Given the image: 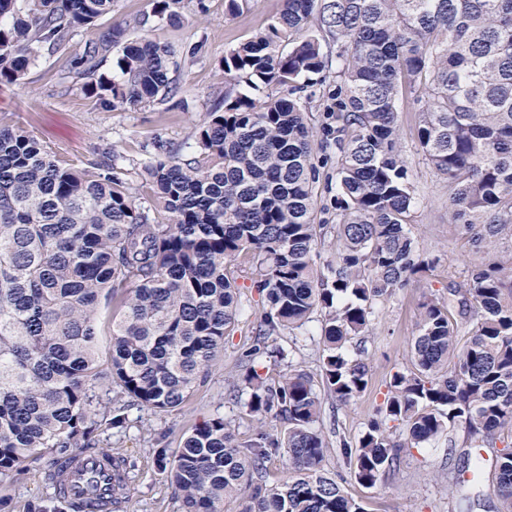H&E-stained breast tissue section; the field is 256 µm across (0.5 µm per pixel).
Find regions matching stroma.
Returning <instances> with one entry per match:
<instances>
[{"instance_id": "stroma-1", "label": "stroma", "mask_w": 512, "mask_h": 512, "mask_svg": "<svg viewBox=\"0 0 512 512\" xmlns=\"http://www.w3.org/2000/svg\"><path fill=\"white\" fill-rule=\"evenodd\" d=\"M152 0H117L112 13L120 22L133 15L147 17L144 31L166 45L180 68L173 78L178 92L164 103L148 104L130 112H109L87 98L80 83L62 87L58 72L64 54L43 56L26 79L0 84V123L20 125L60 150L67 158L86 160L107 149L120 152L128 172L139 171L142 162L155 153L156 141L179 145L191 137L208 112L217 91L224 87L221 62L237 43L264 31L281 9V0H248L242 14L224 12V0H182L183 23L172 27L152 16ZM336 69L328 67L322 82L314 86L309 114L316 131L314 184L317 199L315 221H336V150L330 144L329 115L341 105L336 92ZM416 114L410 101H403L399 114L400 137L415 187L416 208L412 235L422 256L437 258L428 276L397 289L375 307L364 347L371 371L367 390L347 405L323 404V424L331 443L355 442L367 421L382 403L391 374L407 365L417 335L419 304L429 292L444 294L450 281L462 280L479 254L461 237L457 225L448 221V192L441 177L424 161L415 145ZM245 258L227 267L240 286L242 315L220 351L207 384L187 404L171 413L131 408L126 432L105 431L101 446L125 461L127 498L119 512H180L179 502L159 471L155 451L175 449L182 437L203 419L221 415L231 422L240 438L253 429L243 404L228 397L243 345L260 317L261 300L244 268ZM321 322L312 320L301 328L282 332L280 343L294 347L295 359L309 371L319 365ZM456 447L447 441L405 452L394 474L379 486L368 488L346 475L340 451L326 461L330 471L345 474V494L361 501L366 512H498L500 504L492 492L491 476L479 483H463L461 490L448 488V470L465 459L482 456L492 460V448L475 450L462 444V431H455ZM48 459L30 469L0 478V498L6 512H28L30 503L56 507V491L48 483Z\"/></svg>"}]
</instances>
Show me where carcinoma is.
<instances>
[{"mask_svg": "<svg viewBox=\"0 0 512 512\" xmlns=\"http://www.w3.org/2000/svg\"><path fill=\"white\" fill-rule=\"evenodd\" d=\"M181 0L153 16L180 22ZM115 0H0V83L98 30L59 70L110 112L176 93L171 52L129 24L105 25ZM288 50L280 49L283 43ZM114 56V73L100 72ZM336 57L334 224L314 222L313 76ZM224 86L193 135L156 142L139 188L102 151L76 163L31 132L0 124V477L49 458L59 482L75 454L108 456L100 428H127L126 409L171 412L204 386L241 314L228 262L244 255L263 313L234 383L257 422L240 440L222 416L203 420L159 469L181 512H365L324 467V400L347 405L370 368L346 350L374 304L431 271L408 225L415 188L398 102L415 106L417 150L444 179L451 222L487 257L448 297L420 303L411 368L391 375L378 417L342 444L350 476L374 487L403 451L458 428L472 448L503 444L491 464L500 512H512V0H282L265 31L230 48ZM284 95L262 99L260 86ZM336 239L319 267L318 240ZM111 312L112 348L98 353ZM321 313L320 374L271 337ZM275 369L271 378L264 370ZM116 390L112 402L102 391ZM275 417L284 427L265 429ZM288 464L269 482L268 465Z\"/></svg>", "mask_w": 512, "mask_h": 512, "instance_id": "1", "label": "carcinoma"}]
</instances>
